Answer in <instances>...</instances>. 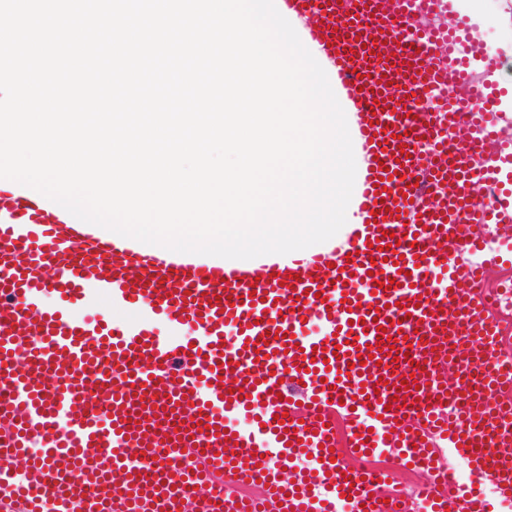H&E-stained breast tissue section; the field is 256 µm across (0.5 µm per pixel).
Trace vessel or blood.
I'll return each instance as SVG.
<instances>
[{
    "label": "vessel or blood",
    "mask_w": 512,
    "mask_h": 512,
    "mask_svg": "<svg viewBox=\"0 0 512 512\" xmlns=\"http://www.w3.org/2000/svg\"><path fill=\"white\" fill-rule=\"evenodd\" d=\"M415 0H281L320 44L358 117L369 157L362 208L369 231L333 267L328 256L290 274L252 272L189 257L158 258L117 245L39 192L0 183V479H16L19 512H402L380 473L338 460L332 401L352 421L351 445L426 469L427 512H492L481 495L449 491L434 440L499 494L512 493V437L495 429L512 404V358L484 293L483 266L452 258L467 224L512 226V192L492 203L474 184L500 186L495 56L481 60L470 99L448 93L470 61L444 29L419 31ZM450 126L467 128L449 139ZM139 312L136 322L82 313L96 293ZM191 333L174 341L155 323ZM329 331L308 335L310 324ZM454 380L439 379L442 369ZM108 392L106 406L90 403ZM403 408H389L396 394ZM304 408H297V398ZM249 417V429L227 416ZM41 443L34 456L33 443ZM169 448L167 468L137 459ZM315 451L303 483L269 466ZM261 484V499L219 496L212 470Z\"/></svg>",
    "instance_id": "1"
}]
</instances>
